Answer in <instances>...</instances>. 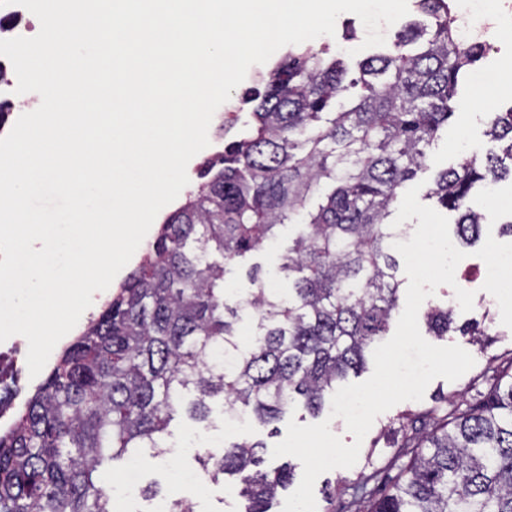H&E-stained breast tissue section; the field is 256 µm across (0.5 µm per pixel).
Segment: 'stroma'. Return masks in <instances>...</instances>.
<instances>
[{"label": "stroma", "mask_w": 512, "mask_h": 512, "mask_svg": "<svg viewBox=\"0 0 512 512\" xmlns=\"http://www.w3.org/2000/svg\"><path fill=\"white\" fill-rule=\"evenodd\" d=\"M366 37L361 20L354 14L344 13L338 16L334 36H321L313 40L315 48H327L329 55H344L349 68V78H359L357 57L351 56V49L360 46ZM494 51L488 52L477 63V70L495 68L499 71L498 88L489 91L475 81L462 83L457 98L466 105L462 116L452 117L438 133V140L432 149L429 169L418 172L417 182L431 183L436 171L455 166L466 157L478 154L500 152V143L486 137L485 129L492 113L505 110L512 105V31L507 26H499L492 34ZM287 48H280L264 64L251 66L245 80L231 92V97L215 111L209 129L208 146L195 155L187 166L189 189H196L198 167L205 159L213 156L224 146L225 140L243 135L251 119V105L242 103L241 97L246 89L261 86L262 80L287 55ZM479 258L470 256L462 260L459 271L468 280V290L474 291V305L471 311H455L453 318L457 326L472 320L479 322L483 336L473 338L460 333H449L443 337L429 336L428 341L437 346L459 345L472 355L474 366L461 378L450 382L442 378L434 379L427 387L424 397L419 401H404L379 415L365 436L357 463L350 468H336L321 474L314 484L316 512H326L328 503L323 494L325 485H343L353 482L365 470L367 465L385 468L387 460L384 450L388 444V428L404 429L410 427L430 407L439 405L441 399L456 403L469 400L471 386L484 373L492 359L512 356V329L502 325L498 306H486L488 292L482 288L478 278ZM174 436L180 439L184 449L180 454H160L147 458L139 464H130L114 474L105 482L110 498L119 499L121 512H148L149 504L140 494H127L125 491L129 478H136L138 485L158 482L163 491L175 497L191 499L194 512H245L246 502L236 490L237 480L227 477L219 482L205 481L198 489L189 487L185 482L186 470L195 468L194 456L221 440L250 442L262 441L274 446L275 438L270 437L268 427L247 423L241 426L225 424L222 414H213L208 422L197 424L188 420L181 421L173 428Z\"/></svg>", "instance_id": "obj_1"}]
</instances>
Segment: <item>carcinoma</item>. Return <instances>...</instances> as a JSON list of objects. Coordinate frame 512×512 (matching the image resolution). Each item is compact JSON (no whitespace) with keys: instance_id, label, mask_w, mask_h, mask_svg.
<instances>
[{"instance_id":"obj_1","label":"carcinoma","mask_w":512,"mask_h":512,"mask_svg":"<svg viewBox=\"0 0 512 512\" xmlns=\"http://www.w3.org/2000/svg\"><path fill=\"white\" fill-rule=\"evenodd\" d=\"M427 20L400 31L385 53L346 82L336 58L310 47L288 56L251 96L248 129L204 161L206 181L164 220L145 260L65 346L17 421L0 432V512H111L103 487L111 466L166 447L179 411L207 420L248 413L269 426L296 406L316 414L325 396L385 336L398 308L401 231L393 203L427 167L437 132L481 47L458 41L445 0H420ZM362 92L331 111L349 89ZM486 135L507 141L511 164L473 155L436 172L428 196L459 213L458 241L481 235L484 214L467 204L478 183L512 177V107ZM296 227L275 275L249 267L253 288L224 292L230 266ZM254 332L239 339L240 311ZM453 310L425 314L436 336ZM473 400L428 409L391 457L398 473L371 488L363 472L332 494V512H512V356L472 385ZM266 445L231 441L199 457L211 479H239L246 512L294 479L291 465L265 468Z\"/></svg>"}]
</instances>
